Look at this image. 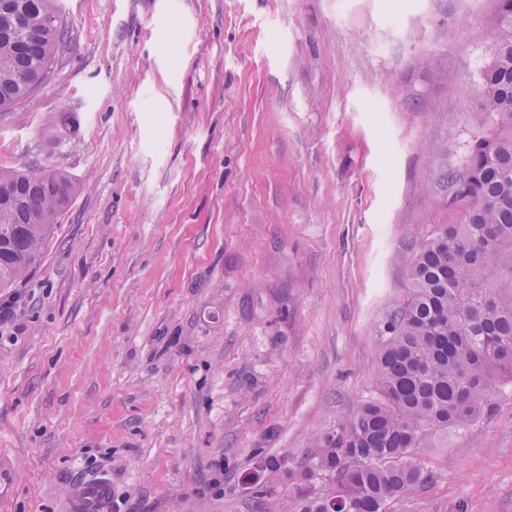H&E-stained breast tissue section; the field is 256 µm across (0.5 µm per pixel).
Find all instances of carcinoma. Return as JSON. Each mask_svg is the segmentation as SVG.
I'll list each match as a JSON object with an SVG mask.
<instances>
[{"label": "carcinoma", "mask_w": 512, "mask_h": 512, "mask_svg": "<svg viewBox=\"0 0 512 512\" xmlns=\"http://www.w3.org/2000/svg\"><path fill=\"white\" fill-rule=\"evenodd\" d=\"M69 44L57 0H0V112L46 82ZM478 96L483 128L448 174L451 221L414 253L406 297L380 330L375 395L317 462L288 469L298 512H386L432 480L427 440L472 425L512 383V0H495ZM75 193L59 169H0V288L41 264Z\"/></svg>", "instance_id": "cac0c4a2"}]
</instances>
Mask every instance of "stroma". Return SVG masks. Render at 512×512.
<instances>
[{"label": "stroma", "instance_id": "stroma-1", "mask_svg": "<svg viewBox=\"0 0 512 512\" xmlns=\"http://www.w3.org/2000/svg\"><path fill=\"white\" fill-rule=\"evenodd\" d=\"M0 168L77 190L0 289V512H296L482 129L492 0H61ZM387 512H512V386ZM106 495L107 486L104 483L88 484L80 489L71 508L73 512H99Z\"/></svg>", "mask_w": 512, "mask_h": 512}]
</instances>
